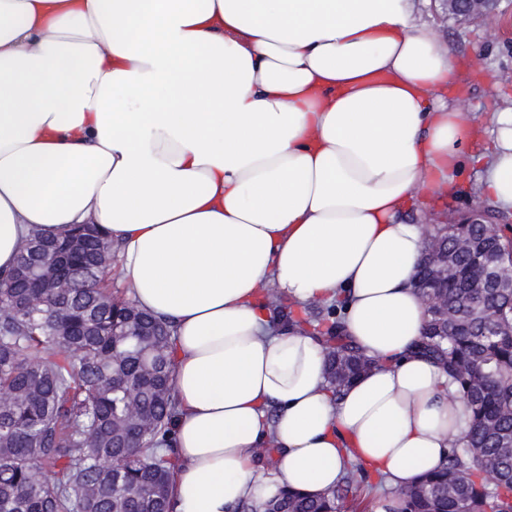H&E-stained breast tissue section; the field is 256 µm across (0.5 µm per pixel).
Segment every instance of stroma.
Listing matches in <instances>:
<instances>
[{"mask_svg": "<svg viewBox=\"0 0 512 512\" xmlns=\"http://www.w3.org/2000/svg\"><path fill=\"white\" fill-rule=\"evenodd\" d=\"M500 13L471 23L446 15L439 0L422 6L420 18L437 37L446 41L459 60L457 90L466 112L480 121L512 106V0H502ZM480 193L474 169L462 175L459 194L439 205L438 211L410 214L418 224H435L440 214H468Z\"/></svg>", "mask_w": 512, "mask_h": 512, "instance_id": "obj_1", "label": "stroma"}]
</instances>
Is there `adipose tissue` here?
Listing matches in <instances>:
<instances>
[{
	"label": "adipose tissue",
	"instance_id": "obj_1",
	"mask_svg": "<svg viewBox=\"0 0 512 512\" xmlns=\"http://www.w3.org/2000/svg\"><path fill=\"white\" fill-rule=\"evenodd\" d=\"M415 0H0V274L31 235L95 224L173 328L169 512L334 489L347 460L401 489L467 412L417 353L424 228L471 160L512 211V107L492 142ZM344 299L376 365L332 396L324 346L275 318Z\"/></svg>",
	"mask_w": 512,
	"mask_h": 512
}]
</instances>
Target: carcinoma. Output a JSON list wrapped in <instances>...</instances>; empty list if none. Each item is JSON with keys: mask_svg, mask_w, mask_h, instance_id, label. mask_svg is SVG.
Returning <instances> with one entry per match:
<instances>
[{"mask_svg": "<svg viewBox=\"0 0 512 512\" xmlns=\"http://www.w3.org/2000/svg\"><path fill=\"white\" fill-rule=\"evenodd\" d=\"M75 230L24 242L0 288V512H168L178 460L158 448L174 439L172 332L112 294V239ZM437 235L448 314L426 313L419 346L457 382L468 424L441 469L394 492L397 512H512V288L485 267L509 240L484 224ZM265 300L318 334L333 393L370 367L343 335L341 301L300 308L270 288ZM364 485L350 462L327 495L288 488L235 512H336Z\"/></svg>", "mask_w": 512, "mask_h": 512, "instance_id": "carcinoma-1", "label": "carcinoma"}]
</instances>
